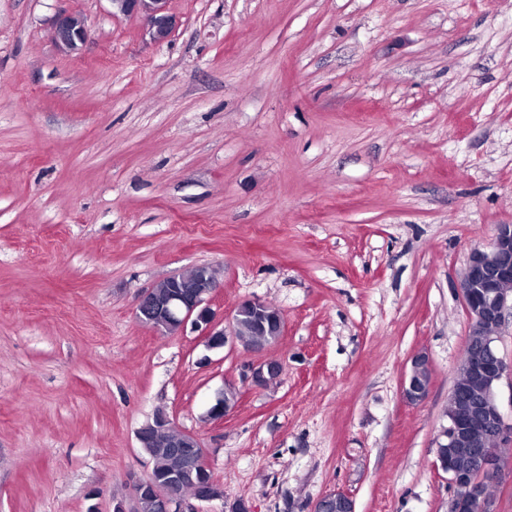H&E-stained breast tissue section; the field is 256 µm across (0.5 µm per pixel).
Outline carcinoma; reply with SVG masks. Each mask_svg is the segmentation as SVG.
<instances>
[{"mask_svg": "<svg viewBox=\"0 0 512 512\" xmlns=\"http://www.w3.org/2000/svg\"><path fill=\"white\" fill-rule=\"evenodd\" d=\"M149 431V448L145 453L152 464L146 485L137 501V512H161V502L155 489L175 482L182 477H190L187 486L202 492L212 480L210 472L200 467L204 449L181 434L170 432V424L165 422V414H156ZM182 443L184 447L174 448L172 443Z\"/></svg>", "mask_w": 512, "mask_h": 512, "instance_id": "obj_1", "label": "carcinoma"}]
</instances>
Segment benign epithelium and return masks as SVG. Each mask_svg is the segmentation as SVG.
Masks as SVG:
<instances>
[{"instance_id": "7a95c632", "label": "benign epithelium", "mask_w": 512, "mask_h": 512, "mask_svg": "<svg viewBox=\"0 0 512 512\" xmlns=\"http://www.w3.org/2000/svg\"><path fill=\"white\" fill-rule=\"evenodd\" d=\"M112 13L139 15L146 19L153 41L167 40L174 30L175 20L169 13V0H110ZM88 28L84 17L65 13L52 25V38L58 47L76 52L86 42ZM512 224H500L491 244L471 252L460 277L458 288L469 319L466 347L456 371L448 397L447 425L440 432L437 453L438 467L448 474V481L460 492L452 493L448 512H467L471 503L490 512L488 488L502 477L499 449L512 446V422L504 420L497 390L504 377L512 378V361L501 356L496 342L499 330L512 316ZM166 291L159 293L156 288ZM219 288L218 278L210 265H195L185 272L169 275L145 289L138 297L136 315L140 322L159 332H168L176 322L182 329L192 323L210 349L231 341L251 353H261L273 342L265 336H282L285 322L281 311L261 299H246L238 304L231 327L220 328L210 302ZM252 321L259 340L245 342L239 338L238 325ZM280 362L261 359L244 366L242 382L264 388L281 376ZM428 361L417 358L404 380L403 394L412 402H420L429 391ZM238 404L233 396L212 406L215 420L229 417ZM224 499V489L213 482L205 493L188 496L179 488H168L161 496L163 512H204L203 504ZM313 512H353L350 498L341 492L320 497Z\"/></svg>"}]
</instances>
